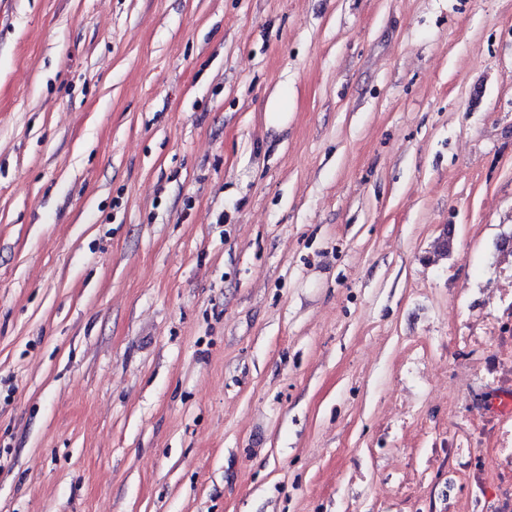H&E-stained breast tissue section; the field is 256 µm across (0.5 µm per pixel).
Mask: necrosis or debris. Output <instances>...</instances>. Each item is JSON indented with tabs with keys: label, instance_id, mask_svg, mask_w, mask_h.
I'll return each instance as SVG.
<instances>
[{
	"label": "necrosis or debris",
	"instance_id": "4bbe7bcc",
	"mask_svg": "<svg viewBox=\"0 0 512 512\" xmlns=\"http://www.w3.org/2000/svg\"><path fill=\"white\" fill-rule=\"evenodd\" d=\"M498 262V275L474 291L479 315L457 321L448 338V410L466 418L447 431L420 425L437 475L448 478V512H512V256Z\"/></svg>",
	"mask_w": 512,
	"mask_h": 512
}]
</instances>
